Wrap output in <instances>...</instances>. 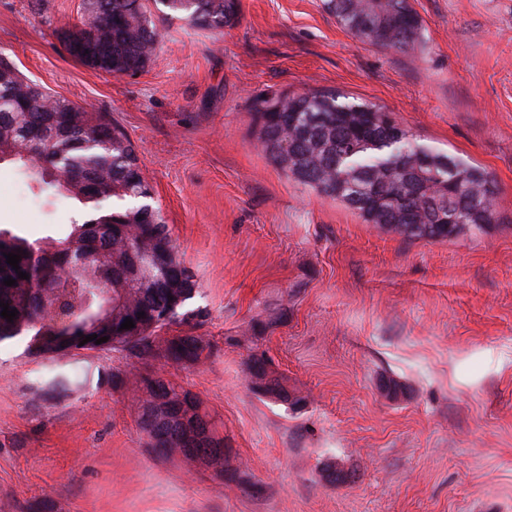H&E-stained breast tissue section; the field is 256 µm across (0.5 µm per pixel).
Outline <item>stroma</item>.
I'll return each instance as SVG.
<instances>
[{"instance_id":"obj_1","label":"stroma","mask_w":512,"mask_h":512,"mask_svg":"<svg viewBox=\"0 0 512 512\" xmlns=\"http://www.w3.org/2000/svg\"><path fill=\"white\" fill-rule=\"evenodd\" d=\"M421 47L354 38L322 0H239L220 32L157 19L148 67L113 77L60 33L84 0H0V54L105 113L198 285L209 341L190 367L130 350L27 355L0 343V512H512V0H411ZM333 92L385 107L420 142L485 167L499 224L437 241L364 223L256 146L255 97ZM69 200L0 164V226L62 231ZM262 359L288 401L258 392ZM195 395L222 470L157 457L143 377ZM356 472L330 485L325 465Z\"/></svg>"}]
</instances>
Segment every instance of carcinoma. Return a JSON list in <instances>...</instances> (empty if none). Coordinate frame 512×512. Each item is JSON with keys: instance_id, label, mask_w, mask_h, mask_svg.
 Segmentation results:
<instances>
[{"instance_id": "carcinoma-1", "label": "carcinoma", "mask_w": 512, "mask_h": 512, "mask_svg": "<svg viewBox=\"0 0 512 512\" xmlns=\"http://www.w3.org/2000/svg\"><path fill=\"white\" fill-rule=\"evenodd\" d=\"M154 8H149V5ZM324 10L358 40L409 51L422 43V25L410 0H323ZM182 15L194 28L219 31L234 24L238 0H88L80 24L61 33L67 52L92 68L116 76L131 66L145 69L159 43L153 12ZM112 47L109 59L85 50ZM262 151L288 175L318 194L357 211L367 224L407 239H447L500 222L493 206L495 184L484 168L420 143L372 103L338 100L334 93L262 96L254 100ZM18 164L68 199L86 206L103 198L118 204L71 220L61 239L31 243L0 228V253L20 256L19 269L0 263V302L18 314L0 315V343L28 336V353L60 357L86 350L76 344L94 333L104 290L112 292L119 322L137 317L135 332L112 349L157 352L176 365L201 363L211 345L200 336L175 335L154 349V332L189 322L180 312L196 283L178 255L160 208L147 202L149 184L126 134L100 112L47 92L0 56V162ZM447 200L456 223L442 229L423 204ZM27 278L18 277V272ZM15 284L7 286L4 280ZM144 316H138V313ZM178 396L166 416L154 418L148 447L159 457L177 453H224L204 414L190 419L211 434L207 444L182 439ZM331 485L355 476L326 465Z\"/></svg>"}]
</instances>
